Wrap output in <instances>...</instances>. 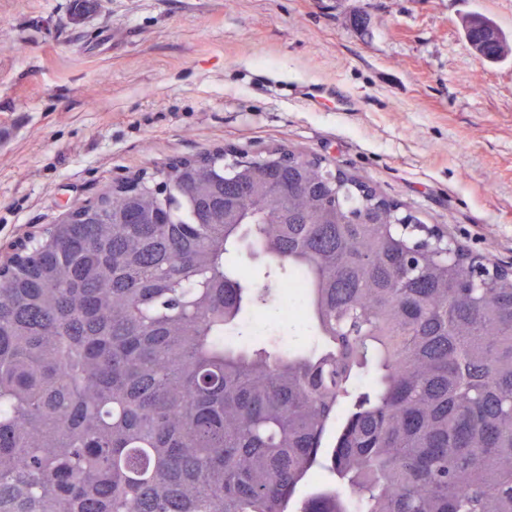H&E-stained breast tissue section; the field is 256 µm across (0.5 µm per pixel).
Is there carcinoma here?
I'll use <instances>...</instances> for the list:
<instances>
[{
    "label": "carcinoma",
    "instance_id": "1",
    "mask_svg": "<svg viewBox=\"0 0 512 512\" xmlns=\"http://www.w3.org/2000/svg\"><path fill=\"white\" fill-rule=\"evenodd\" d=\"M294 157L106 185L0 268V512H288L340 410L297 512H512V277L464 287L466 254ZM243 249L288 275L254 284ZM296 274L321 349L224 343Z\"/></svg>",
    "mask_w": 512,
    "mask_h": 512
}]
</instances>
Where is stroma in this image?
Instances as JSON below:
<instances>
[{
    "mask_svg": "<svg viewBox=\"0 0 512 512\" xmlns=\"http://www.w3.org/2000/svg\"><path fill=\"white\" fill-rule=\"evenodd\" d=\"M0 0V252L115 179L218 146L281 147L374 186L486 265L512 267V0ZM335 86L306 105L288 89ZM240 346L307 352L310 326L261 313ZM486 19V18H485ZM490 23L494 24L493 21L486 19ZM499 32V40L497 43H490L481 39L478 33H474L473 29L468 30L466 27L465 36L469 42H474V49L478 52V55L485 61L497 62L505 58L509 53L512 52V45L507 35L502 32L496 25Z\"/></svg>",
    "mask_w": 512,
    "mask_h": 512,
    "instance_id": "obj_1",
    "label": "stroma"
}]
</instances>
